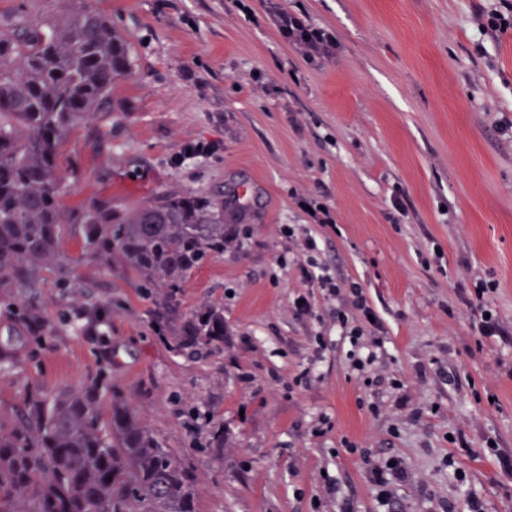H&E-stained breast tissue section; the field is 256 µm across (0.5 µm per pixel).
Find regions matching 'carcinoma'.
<instances>
[{
  "instance_id": "1",
  "label": "carcinoma",
  "mask_w": 512,
  "mask_h": 512,
  "mask_svg": "<svg viewBox=\"0 0 512 512\" xmlns=\"http://www.w3.org/2000/svg\"><path fill=\"white\" fill-rule=\"evenodd\" d=\"M127 68L121 34L83 7L0 26V301L38 344L58 324L41 315L32 289L42 272L62 284L70 273L57 149ZM224 211L222 192L163 190L132 208L93 200L77 218L85 251L139 274L158 332L180 354L224 343V304L188 313L181 300L191 274L235 238ZM19 363L1 342L0 376ZM198 492L193 469L162 447L108 367L75 388L30 392L9 431L0 429V512H197Z\"/></svg>"
}]
</instances>
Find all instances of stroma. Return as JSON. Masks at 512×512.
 I'll list each match as a JSON object with an SVG mask.
<instances>
[{
  "label": "stroma",
  "mask_w": 512,
  "mask_h": 512,
  "mask_svg": "<svg viewBox=\"0 0 512 512\" xmlns=\"http://www.w3.org/2000/svg\"><path fill=\"white\" fill-rule=\"evenodd\" d=\"M277 2L331 29L333 55L307 62L268 22L267 0H248L250 19L235 0H82L125 36L128 72L61 145V204L73 215L93 199L132 207L164 189L248 186L239 243L183 288L185 311L223 303L224 347L172 352L138 275L85 253L68 227L70 288L44 276L37 305L60 321L65 304L108 301L110 322L62 324L45 347L16 337L23 362L0 376V427L30 390L72 388L105 365L194 468L198 512H382L369 457L410 475L394 512H449L470 496L512 512V138L498 130L512 120V34H481L482 0ZM197 142L219 149L179 161ZM301 196L326 202L336 228L311 223ZM289 224L378 315L368 376L351 370L333 322L345 300L304 279ZM480 277L498 284L491 339L462 300ZM300 295L312 314L295 312ZM319 333L324 359L301 379ZM192 407L223 426V449H196L208 430L190 428Z\"/></svg>",
  "instance_id": "1"
}]
</instances>
